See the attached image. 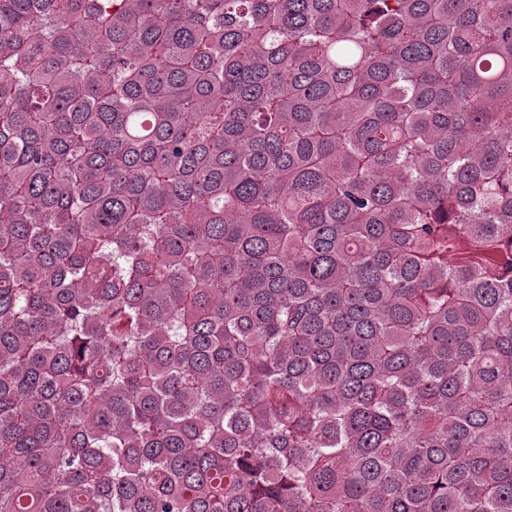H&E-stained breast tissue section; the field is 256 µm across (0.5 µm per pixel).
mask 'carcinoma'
Segmentation results:
<instances>
[{
    "instance_id": "1",
    "label": "carcinoma",
    "mask_w": 512,
    "mask_h": 512,
    "mask_svg": "<svg viewBox=\"0 0 512 512\" xmlns=\"http://www.w3.org/2000/svg\"><path fill=\"white\" fill-rule=\"evenodd\" d=\"M0 512H512V0H0Z\"/></svg>"
}]
</instances>
